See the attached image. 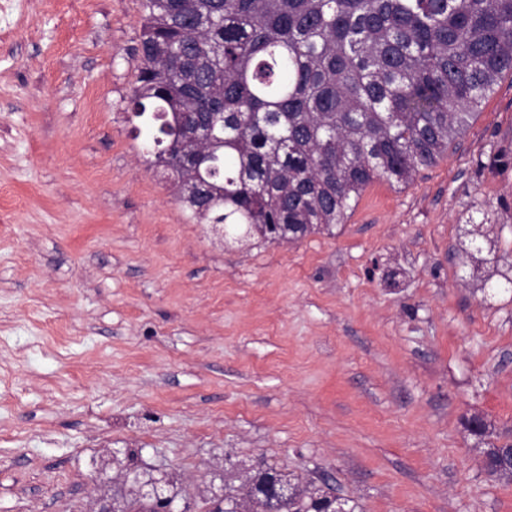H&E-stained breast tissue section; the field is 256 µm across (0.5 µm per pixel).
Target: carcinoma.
<instances>
[{"mask_svg":"<svg viewBox=\"0 0 512 512\" xmlns=\"http://www.w3.org/2000/svg\"><path fill=\"white\" fill-rule=\"evenodd\" d=\"M133 114L212 191L177 196L224 238L294 243L407 185L512 74V0H142ZM224 113V142L194 133ZM318 490L288 512H328Z\"/></svg>","mask_w":512,"mask_h":512,"instance_id":"carcinoma-1","label":"carcinoma"}]
</instances>
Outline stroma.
Returning <instances> with one entry per match:
<instances>
[{
  "label": "stroma",
  "mask_w": 512,
  "mask_h": 512,
  "mask_svg": "<svg viewBox=\"0 0 512 512\" xmlns=\"http://www.w3.org/2000/svg\"><path fill=\"white\" fill-rule=\"evenodd\" d=\"M141 0H0V512L184 495L262 459L358 512H512V76L405 186L212 244L130 112ZM481 244L482 262L471 257ZM145 481L152 484L156 483L159 486L160 491L164 493V486L167 484V482H163L161 478L157 479L152 476H149L148 479ZM122 482L132 483L136 485L137 491L135 493V497L139 498L142 496H151L155 498L156 501L162 504V507L160 508L162 512H175V510H173L172 508L174 500H168L167 498H163L159 492L157 485L154 488L151 485H146L145 482H143L138 475L134 474L132 477H130V472L124 474ZM148 486H150L151 488L146 489V487ZM137 498L125 499L124 509L128 511L124 512H156L152 510L149 501H144L143 499Z\"/></svg>",
  "instance_id": "1"
}]
</instances>
